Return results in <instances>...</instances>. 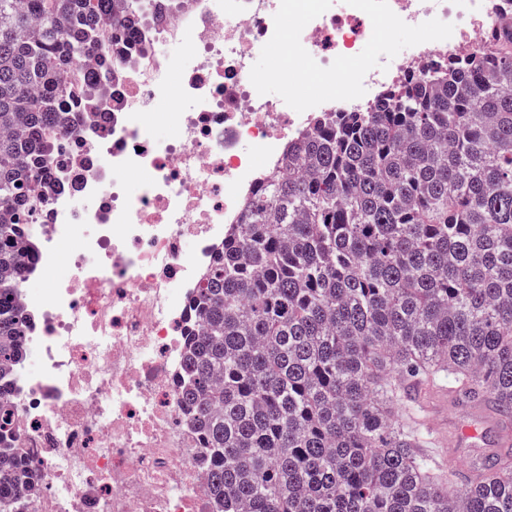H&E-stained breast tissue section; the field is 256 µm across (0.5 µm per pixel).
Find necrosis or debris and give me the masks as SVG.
I'll use <instances>...</instances> for the list:
<instances>
[{
    "mask_svg": "<svg viewBox=\"0 0 512 512\" xmlns=\"http://www.w3.org/2000/svg\"><path fill=\"white\" fill-rule=\"evenodd\" d=\"M403 21L453 24L364 77L366 93L297 112L250 71L280 0H150L108 22L76 63L80 105L59 131L43 201L23 232L31 314L12 372L9 437L38 488L32 512H211L210 467L178 400L196 290L248 200L316 111L354 112L403 75L486 46L512 0H388ZM368 15L344 0L303 29L321 66L357 55ZM76 242L71 274L33 282Z\"/></svg>",
    "mask_w": 512,
    "mask_h": 512,
    "instance_id": "necrosis-or-debris-1",
    "label": "necrosis or debris"
}]
</instances>
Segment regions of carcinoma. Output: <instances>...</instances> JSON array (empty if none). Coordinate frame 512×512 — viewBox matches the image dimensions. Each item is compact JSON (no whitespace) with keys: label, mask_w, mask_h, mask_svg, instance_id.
Returning a JSON list of instances; mask_svg holds the SVG:
<instances>
[{"label":"carcinoma","mask_w":512,"mask_h":512,"mask_svg":"<svg viewBox=\"0 0 512 512\" xmlns=\"http://www.w3.org/2000/svg\"><path fill=\"white\" fill-rule=\"evenodd\" d=\"M115 0H0V411L26 357L22 235L57 152L63 66ZM224 235L191 308L179 403L212 512H512V449L457 472L413 394L512 423V28L363 112H326ZM0 444V512L36 486Z\"/></svg>","instance_id":"1"}]
</instances>
